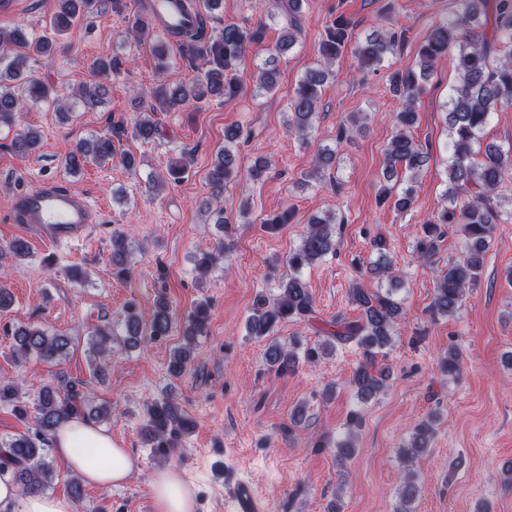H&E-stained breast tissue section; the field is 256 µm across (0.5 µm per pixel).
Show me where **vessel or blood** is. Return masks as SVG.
I'll return each mask as SVG.
<instances>
[{"label":"vessel or blood","mask_w":512,"mask_h":512,"mask_svg":"<svg viewBox=\"0 0 512 512\" xmlns=\"http://www.w3.org/2000/svg\"><path fill=\"white\" fill-rule=\"evenodd\" d=\"M145 10L157 29L184 35L196 31L199 15L191 0H146ZM10 220L34 228L41 244L59 247L85 242L93 227L103 223L104 211L88 197L57 180L30 190L16 191L10 202ZM267 506L246 482H238L228 512H266Z\"/></svg>","instance_id":"obj_1"}]
</instances>
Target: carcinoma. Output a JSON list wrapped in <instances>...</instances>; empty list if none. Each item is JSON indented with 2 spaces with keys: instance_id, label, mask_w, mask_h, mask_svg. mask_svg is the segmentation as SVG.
Returning a JSON list of instances; mask_svg holds the SVG:
<instances>
[{
  "instance_id": "1",
  "label": "carcinoma",
  "mask_w": 512,
  "mask_h": 512,
  "mask_svg": "<svg viewBox=\"0 0 512 512\" xmlns=\"http://www.w3.org/2000/svg\"><path fill=\"white\" fill-rule=\"evenodd\" d=\"M58 10L52 17L51 26L56 34L69 31L81 18L87 16L94 0H57ZM303 0H283L279 5L287 21V33L281 37L278 50H291L301 32L300 14ZM458 11L434 24L417 52L414 64L398 68L389 75L392 92L401 101L396 113V130L387 144L384 154L383 178L398 179V170L411 173L410 180L422 169L428 159L423 146L414 139L411 128L417 121L416 103L421 91L419 81L431 76L435 61L451 52L455 53L458 83L449 96L445 121L450 136L448 158V183L445 197L449 207L442 209L434 218L423 224V237L417 244L416 257L424 260L432 256L441 226L458 224L464 237L463 255L437 274L432 310L433 313L452 318L457 315L468 293L477 288L485 256L489 249L494 226L504 221V212L497 198L502 187L512 180V146L504 149L489 144L484 151L476 150L480 134L487 126L497 107L512 105V0H458ZM349 23L337 18L328 28L320 45V54L333 63L348 50L359 67L380 64L389 57L400 54L404 38L396 32H375L364 40H348ZM266 24L244 30L227 23L219 33L206 41L202 51L210 59V66L196 77L173 87L159 86L155 95L166 111L182 107L192 100L207 95L231 96L238 93L233 71L237 61L251 46H260L264 40ZM132 31L149 33L148 42L152 54L161 60V68L167 67L168 39L152 30L148 23L137 18ZM55 51L53 40L46 37L31 39L24 28L0 27V58L7 64L0 65V126L18 125L24 102H60L55 89L28 75V61L36 55L49 58ZM334 71L327 66L309 68L300 79L289 103V128L304 137L312 130L317 103L322 88L332 78ZM278 75L277 57L269 54L258 67L256 87L265 92L276 86ZM157 123L151 112H142L132 129L122 125L112 126V134L95 137L78 143L65 158V165L73 173L84 166H102L117 156L115 141L129 134L143 143L154 141ZM243 137L240 127L224 131V153L208 172V180L216 197L224 193V186L235 174L238 163V147ZM41 134L32 128L17 131L13 148L25 155L34 149ZM415 202L414 186L409 185L397 193L395 209L404 212ZM231 245L219 242L212 252H205L197 260L199 275H206L220 260L227 256ZM336 240L330 229V219L314 218L308 224L300 245L288 255L291 273L278 285V296L257 300V306L246 321L250 336H268L278 323L288 319H305L314 315V298L302 272L326 256L335 252ZM28 245L15 240L0 246V264L7 258L15 261L26 259ZM132 252L126 246L122 233L112 236V266L123 274L130 266ZM375 277L398 282L392 274L391 260L381 254L369 266ZM394 288L368 292L354 288L350 292L352 302L361 308L360 319L347 321L341 317L324 331L322 343L300 350V343L293 341L288 347L277 344L268 347L266 360L278 373H290L300 361L315 363L331 354L337 345L354 342L362 350V361L354 370L351 385L361 398L382 392L386 387L387 372L376 368L377 356L387 349L393 340L394 325L402 317V307L394 296ZM209 318L207 302H200L189 315L182 330L183 344L170 355L169 372L181 375L193 355L197 337L203 335ZM174 320L167 302L159 304L152 312L148 324L141 315L128 308L122 320V330H100L95 333L91 352L102 357L112 349L114 336L135 348L146 339L155 340L169 335ZM12 352L16 358L36 356L42 360L56 361L68 356L70 338L34 326H18L9 332ZM461 367V352L456 346L448 348V356L442 360L441 372L453 377ZM0 405H10L16 416L34 422L32 433L0 437V474L8 473L25 495L45 492L54 481L56 466L52 455L51 439L57 430L74 417L102 421L110 417L111 409L94 404L84 390L83 382L59 378L44 385L32 402L26 400L18 385L10 378L0 376ZM193 426L180 406L171 396L154 401L147 409V422L143 429L146 445L154 453L169 458L177 448L178 438ZM434 417L417 424L409 440L400 448L401 458L410 461L425 453L433 434ZM418 491V478L408 471L399 491L400 505L396 512H412L409 504Z\"/></svg>"
}]
</instances>
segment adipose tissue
Wrapping results in <instances>:
<instances>
[{
	"label": "adipose tissue",
	"mask_w": 512,
	"mask_h": 512,
	"mask_svg": "<svg viewBox=\"0 0 512 512\" xmlns=\"http://www.w3.org/2000/svg\"><path fill=\"white\" fill-rule=\"evenodd\" d=\"M56 456L91 486L107 487L124 482L138 460L127 449L116 447L109 431L76 418L61 427L53 441ZM155 512H195L189 487L174 470L153 478ZM0 512H74L72 502L51 494L20 497L9 474L0 475Z\"/></svg>",
	"instance_id": "adipose-tissue-1"
}]
</instances>
